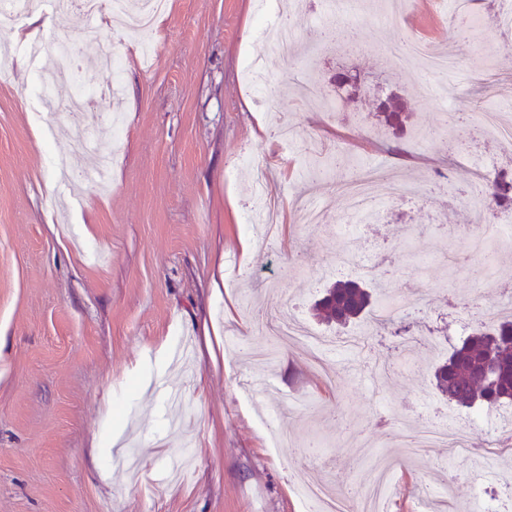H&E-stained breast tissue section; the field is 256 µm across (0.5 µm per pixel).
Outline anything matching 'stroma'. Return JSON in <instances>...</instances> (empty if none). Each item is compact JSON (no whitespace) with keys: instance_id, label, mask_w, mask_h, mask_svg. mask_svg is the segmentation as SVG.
Listing matches in <instances>:
<instances>
[{"instance_id":"stroma-1","label":"stroma","mask_w":512,"mask_h":512,"mask_svg":"<svg viewBox=\"0 0 512 512\" xmlns=\"http://www.w3.org/2000/svg\"><path fill=\"white\" fill-rule=\"evenodd\" d=\"M401 2L348 0L327 25L326 0H300L297 44L327 43L332 26L357 39L311 61L255 40L257 0H168L147 56L100 24L119 67L85 49L80 68L122 102L119 137L97 144L112 157L105 194L84 175L88 150L44 107L76 96L77 78L55 81L48 63L89 20L45 2L27 37L0 29L15 60L0 72V512H314L303 480L354 497L378 456L402 454L425 407L447 406L427 365L467 337L458 312L512 288V245L470 232L474 162L512 178V139L473 131L441 91L512 121V34L490 22L493 0L466 15L421 0L412 16ZM476 15L479 38H449ZM409 38L458 68L394 67L387 46ZM255 54L270 80L318 79L326 96L346 67L371 84L394 77L404 126L380 125L368 96L325 112L293 89L252 88ZM370 173L413 184L415 200L373 195L374 223L341 228L345 190ZM260 180L279 212L270 238L243 224ZM309 199L333 222L301 223ZM346 252L378 262L404 305L421 297L396 324L428 349L405 359L385 329L361 349L291 344L270 368L255 364L278 309L357 332L313 311L330 282L359 279L339 264ZM273 429L283 448L270 449ZM490 438L481 426L466 456L420 449L395 471L387 512H422L426 497L435 512L471 505L495 468H512L480 455Z\"/></svg>"}]
</instances>
